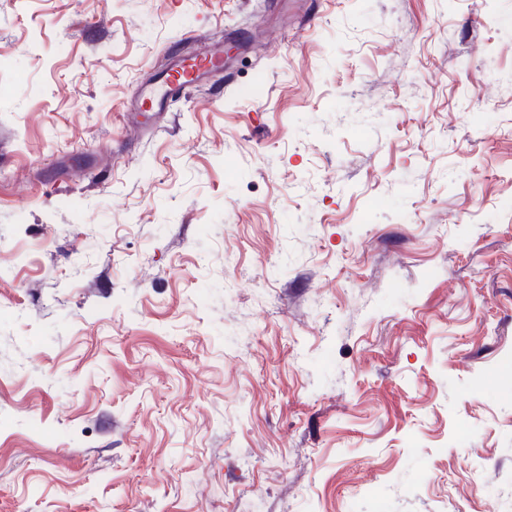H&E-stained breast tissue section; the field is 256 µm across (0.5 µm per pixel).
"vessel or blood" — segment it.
I'll return each instance as SVG.
<instances>
[{
    "instance_id": "vessel-or-blood-1",
    "label": "vessel or blood",
    "mask_w": 512,
    "mask_h": 512,
    "mask_svg": "<svg viewBox=\"0 0 512 512\" xmlns=\"http://www.w3.org/2000/svg\"><path fill=\"white\" fill-rule=\"evenodd\" d=\"M224 49L221 45H210L190 57L170 58L153 88L140 92L135 100V111H162L168 99L190 88L202 76L222 71Z\"/></svg>"
}]
</instances>
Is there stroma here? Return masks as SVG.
<instances>
[{
  "label": "stroma",
  "instance_id": "obj_1",
  "mask_svg": "<svg viewBox=\"0 0 512 512\" xmlns=\"http://www.w3.org/2000/svg\"><path fill=\"white\" fill-rule=\"evenodd\" d=\"M0 512H512V0H0ZM212 44L192 57L169 59L153 88L139 93L134 112H161L168 99L190 88L202 76L224 70V47Z\"/></svg>",
  "mask_w": 512,
  "mask_h": 512
}]
</instances>
